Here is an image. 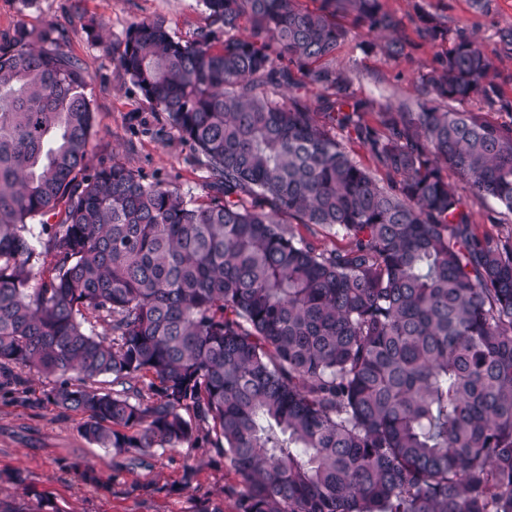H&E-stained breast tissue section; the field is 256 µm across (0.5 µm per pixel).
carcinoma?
<instances>
[{"label": "carcinoma", "mask_w": 512, "mask_h": 512, "mask_svg": "<svg viewBox=\"0 0 512 512\" xmlns=\"http://www.w3.org/2000/svg\"><path fill=\"white\" fill-rule=\"evenodd\" d=\"M203 3L192 41L156 18L112 48L215 180L203 201L90 169L82 63L21 20L0 40V374L62 377L49 402L118 472L223 449L239 512H512V236L477 235L443 174L512 214V123L455 108L512 114V26L489 52L421 9L448 51L377 109L328 60L342 13L359 48L407 55L382 0Z\"/></svg>", "instance_id": "1"}]
</instances>
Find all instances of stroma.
Instances as JSON below:
<instances>
[{
    "mask_svg": "<svg viewBox=\"0 0 512 512\" xmlns=\"http://www.w3.org/2000/svg\"><path fill=\"white\" fill-rule=\"evenodd\" d=\"M426 4L451 28L474 30L486 49L495 46L498 28L512 25V0H491L479 9L474 0H383L402 18L403 33L415 45L408 57L391 60L360 49L361 35L351 17L339 22L350 30L335 55L334 66L347 69L352 88L361 97L386 102L413 95L421 73L447 43L416 42L413 18ZM164 18L176 37L193 40L206 28L201 0H38L20 11L18 0H0V36L11 34L17 21L41 29L64 28L60 48L78 59L89 76L95 102V136L90 167L114 162L146 175L174 182L185 196L205 198L210 185L190 146L177 135L156 138L161 115L145 101L112 63V44L131 22ZM104 25L102 42L90 28ZM449 182L466 200L478 235L512 234V214L493 202L474 197L456 174ZM60 380L28 373L23 384H0V512H28L37 495L52 500L57 512H238L241 479L220 449L209 444L156 450L146 463L112 473V454L84 439L81 415L61 412L46 396ZM193 473H186V465ZM90 467L95 481L83 480L78 467ZM20 471L22 484L8 481Z\"/></svg>",
    "mask_w": 512,
    "mask_h": 512,
    "instance_id": "stroma-1",
    "label": "stroma"
}]
</instances>
